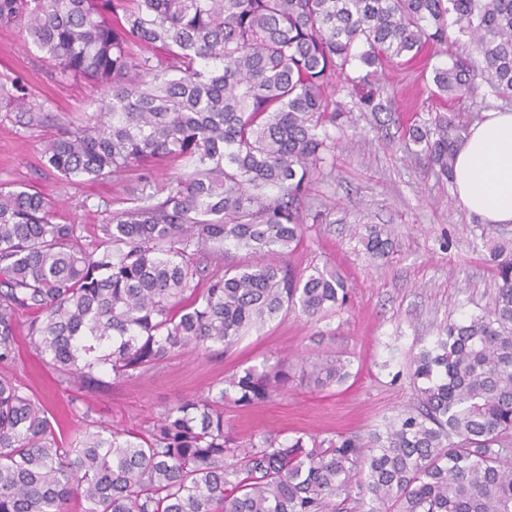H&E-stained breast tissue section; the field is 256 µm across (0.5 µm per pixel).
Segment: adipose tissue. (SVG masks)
Returning a JSON list of instances; mask_svg holds the SVG:
<instances>
[{
    "label": "adipose tissue",
    "instance_id": "1",
    "mask_svg": "<svg viewBox=\"0 0 512 512\" xmlns=\"http://www.w3.org/2000/svg\"><path fill=\"white\" fill-rule=\"evenodd\" d=\"M454 189L482 223L512 224V112H492L472 126L454 163Z\"/></svg>",
    "mask_w": 512,
    "mask_h": 512
}]
</instances>
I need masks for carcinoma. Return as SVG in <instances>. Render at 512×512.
<instances>
[{"instance_id": "cac0c4a2", "label": "carcinoma", "mask_w": 512, "mask_h": 512, "mask_svg": "<svg viewBox=\"0 0 512 512\" xmlns=\"http://www.w3.org/2000/svg\"><path fill=\"white\" fill-rule=\"evenodd\" d=\"M60 77L103 91L89 122L45 146L62 177L92 179L156 159L193 170L84 242L24 187H0V365L26 339L58 382L99 387L240 337L298 309L323 319L350 289L338 272L296 271L288 253L328 211L310 197L331 175L329 128L353 111L392 112L380 73L448 49L432 96L512 98V0H0ZM472 49L456 50L459 36ZM345 92V98L336 94ZM0 99L34 120L25 86ZM466 126L436 112L404 133L452 180ZM358 233L372 259L391 234ZM263 256L224 264L229 247ZM501 283L493 306L445 325L414 361L417 404L384 433L319 440L265 432L235 444L224 402L254 405L288 387L280 365L248 367L176 402L143 430L94 420L65 442L43 402L0 376V512H512V242L486 240ZM205 252L214 268L204 269ZM348 362L306 373L342 384Z\"/></svg>"}]
</instances>
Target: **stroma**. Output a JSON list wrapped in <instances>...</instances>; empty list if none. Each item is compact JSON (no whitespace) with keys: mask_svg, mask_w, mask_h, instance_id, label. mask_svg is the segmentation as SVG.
<instances>
[{"mask_svg":"<svg viewBox=\"0 0 512 512\" xmlns=\"http://www.w3.org/2000/svg\"><path fill=\"white\" fill-rule=\"evenodd\" d=\"M386 68L381 83L395 112L389 131L372 120L336 131L341 149L330 177L312 190L330 211L314 225L289 262L339 271L352 293L332 316L311 321L300 312L278 317L261 331L242 336L230 350L179 355L131 379H114L98 394H83L57 381L29 346L18 361L0 367L33 391L72 438L93 419L114 428L150 425L169 405L207 392L214 383L250 366L276 362L294 380L272 399L242 406L224 404V420L238 441L273 430L281 437L302 432L318 438L366 433L415 401L411 362L441 327L487 310L498 283L482 246L483 223L462 207L448 181L424 159L406 152L403 130L423 122L434 107L432 67ZM0 75L20 77L44 117L31 125L0 104V184L33 187L55 207L60 224H81L87 238L112 212L127 207L139 172L69 181L48 167L42 149L64 130L84 125L97 111L101 92L85 79H60L42 53L15 28L0 27ZM357 224H384L393 246L384 259L369 260L351 237ZM327 355L349 361L343 384L317 387L300 381L302 369ZM83 398L80 412L71 401Z\"/></svg>","mask_w":512,"mask_h":512,"instance_id":"1","label":"stroma"}]
</instances>
